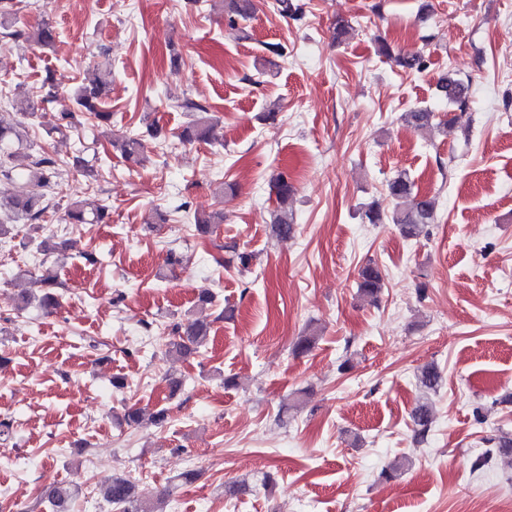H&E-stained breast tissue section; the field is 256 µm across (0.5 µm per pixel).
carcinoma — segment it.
<instances>
[{
  "instance_id": "obj_1",
  "label": "carcinoma",
  "mask_w": 512,
  "mask_h": 512,
  "mask_svg": "<svg viewBox=\"0 0 512 512\" xmlns=\"http://www.w3.org/2000/svg\"><path fill=\"white\" fill-rule=\"evenodd\" d=\"M224 10V19L231 26L239 20L251 17L255 10L254 0H219ZM16 11L13 0H0V34H10L15 22ZM29 37L41 46L53 43L55 34L47 23H41L33 28ZM397 66L412 72H421L426 67L424 57L418 53H399L394 56ZM111 70L104 68L94 74L87 85L81 84L74 89L71 104H63L57 112V123L53 129L59 133L69 131L76 124V114L80 113L99 126L110 121L111 113L102 109V100L110 83ZM439 90L457 109L463 111L469 105L465 85L458 79L445 75L439 82ZM180 107L191 113L192 119L179 133V140L186 144L207 143L211 141L216 119L210 114L207 106L193 100H185ZM435 114L426 107H418L404 114V120L418 129L430 128L434 125ZM126 160L133 163L143 161L142 143L137 137H125L116 143ZM23 170L31 185L27 194L12 197L6 201L0 200V208L4 207L14 212L28 224H38L43 221L44 214L49 208L48 198L44 190L55 182L58 175L59 163L47 152L35 155L19 151L0 150V174L8 176L17 170ZM278 212L273 218V229L282 239H288L294 233L293 216L288 213V203L294 194L291 179L285 173L278 174L272 182ZM386 192L394 201L390 215H385L375 204L364 210V219L370 224H382L389 221L400 227L403 235L417 237L425 227L432 223L435 215V199L414 190V182L410 176L401 172L386 184ZM108 213L99 208L94 212L85 209L80 200L71 202L66 207L65 223L67 224H101L105 222ZM224 223V214L212 213L195 217L197 232L207 234L210 229ZM384 286L381 269L374 263L362 267L358 274L357 288L362 296L375 302ZM173 340L169 353L186 356L206 344L210 337V323L195 318L186 322L176 323L171 328ZM419 385L424 392L436 390L439 374L435 367L426 366L418 374ZM161 424L167 419V412L158 409L151 413L144 407L130 405L125 407L123 421L129 426L141 424L145 419ZM414 439L421 443L427 439L432 423V404L429 400L422 401L413 414ZM44 494L51 500L55 512H69V504L74 491L69 487L50 486L44 489ZM102 498L112 504L117 512H154L150 501L140 498L136 493L135 484L128 478L115 477L101 491Z\"/></svg>"
}]
</instances>
